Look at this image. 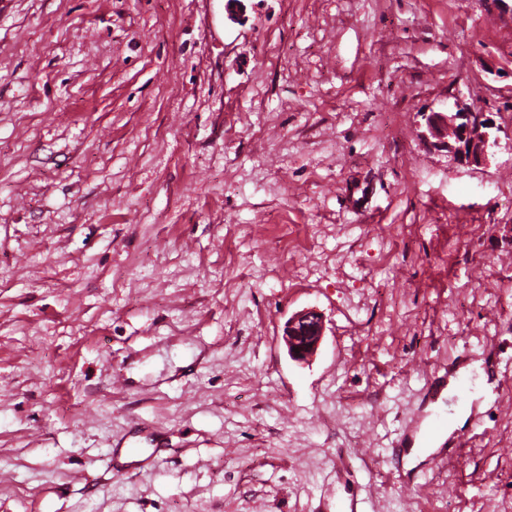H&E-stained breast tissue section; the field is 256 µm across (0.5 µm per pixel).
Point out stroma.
Segmentation results:
<instances>
[{
    "mask_svg": "<svg viewBox=\"0 0 512 512\" xmlns=\"http://www.w3.org/2000/svg\"><path fill=\"white\" fill-rule=\"evenodd\" d=\"M511 53L477 0H0V512H512ZM457 98L489 166L423 138ZM324 330V321L319 313L302 310L293 314L285 323L282 336L291 359L309 361L319 348ZM465 367V364L462 360L458 362H453L448 365V369L445 373L440 377H435L433 380L429 381L426 385L423 403L428 405L432 403H436L440 398H442V394L447 389L448 390V379L450 377L456 378L459 371ZM442 400L446 403L448 399L442 398ZM128 439H133L128 447L126 456L121 459V455L116 456L113 453L109 456V469L116 472H130L136 470L141 464L149 458L137 448L136 445L146 443L150 448H154L151 455L156 452V448H163L164 444L160 438H155L154 433L147 427L135 426L134 430L129 432Z\"/></svg>",
    "mask_w": 512,
    "mask_h": 512,
    "instance_id": "1",
    "label": "stroma"
}]
</instances>
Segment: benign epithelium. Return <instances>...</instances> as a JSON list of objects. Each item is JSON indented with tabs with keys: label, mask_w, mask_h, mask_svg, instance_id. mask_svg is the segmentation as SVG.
Returning a JSON list of instances; mask_svg holds the SVG:
<instances>
[{
	"label": "benign epithelium",
	"mask_w": 512,
	"mask_h": 512,
	"mask_svg": "<svg viewBox=\"0 0 512 512\" xmlns=\"http://www.w3.org/2000/svg\"><path fill=\"white\" fill-rule=\"evenodd\" d=\"M455 111L427 115L428 138L462 166L479 167L490 163L499 145L501 127L491 112H474L454 103ZM322 316L309 310L293 314L285 323L283 341L288 355L296 362H307L317 352L324 336Z\"/></svg>",
	"instance_id": "benign-epithelium-1"
}]
</instances>
